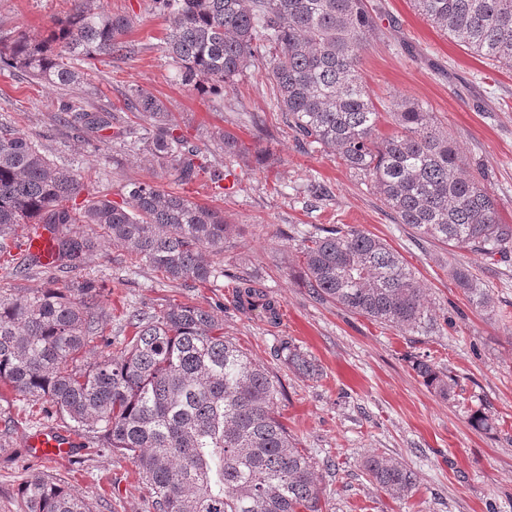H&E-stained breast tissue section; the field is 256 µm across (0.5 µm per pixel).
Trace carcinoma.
I'll return each mask as SVG.
<instances>
[{"label": "carcinoma", "instance_id": "carcinoma-1", "mask_svg": "<svg viewBox=\"0 0 512 512\" xmlns=\"http://www.w3.org/2000/svg\"><path fill=\"white\" fill-rule=\"evenodd\" d=\"M63 18L37 40L20 33L0 46V69L11 68L53 87L75 84L80 65L128 54L124 15L92 0H70ZM169 20L163 52L183 84L223 91L250 68L262 69L272 101L303 146L331 150L363 176L392 214L420 239L488 261L512 250V224L499 219L481 169L468 170L434 113L404 97L382 112L360 74L361 53L382 42L381 7L369 0H155ZM418 13L473 56L512 69V0H413ZM126 109L142 116L140 142L157 164L190 182L204 171L199 150L171 123L164 103L135 89ZM58 123L92 137L112 128V113L67 101ZM234 177L232 187L222 185ZM224 193L240 190L235 169L209 170ZM82 177L51 161L30 139L0 124V257L22 224L47 227L55 267L79 269L104 236L167 279L188 287L216 277L210 255L224 251L237 226L224 213L165 191L151 180L130 184L128 198L80 199ZM71 224L85 229L73 231ZM303 283L312 296L397 330L403 336L441 327L415 272L379 237L347 224L302 240ZM42 267L38 256L12 266L16 277ZM468 302L493 308L490 289L453 269ZM101 289L91 279L0 292V388L22 402L39 425L61 419L88 439L91 453H117L134 464L135 488L149 492L153 512H323L312 458L292 442L281 420L283 386L231 339L217 315L170 303L152 315L127 316L132 334L112 350ZM237 308L278 316L275 301L240 278ZM284 361L316 379L315 362L295 345ZM409 363L434 394L449 399L456 382L434 357ZM369 482L404 501L414 473L393 457L372 453ZM21 512H91L61 478L33 475L19 489Z\"/></svg>", "mask_w": 512, "mask_h": 512}]
</instances>
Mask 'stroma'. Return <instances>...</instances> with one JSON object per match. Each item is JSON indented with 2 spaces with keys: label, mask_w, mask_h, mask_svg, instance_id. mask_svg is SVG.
Instances as JSON below:
<instances>
[{
  "label": "stroma",
  "mask_w": 512,
  "mask_h": 512,
  "mask_svg": "<svg viewBox=\"0 0 512 512\" xmlns=\"http://www.w3.org/2000/svg\"><path fill=\"white\" fill-rule=\"evenodd\" d=\"M382 2L383 22L395 32L364 52L363 83L377 105L401 95L435 112L461 156L484 172L502 223L512 224V70L472 56L424 20L412 0ZM94 5L130 18L127 56L94 61L78 84L64 90L0 69V123L33 140L56 165L80 174L96 196L119 202L130 183L150 179L222 210L238 227L229 247L212 257L224 275L188 288L105 242L79 271L41 269L21 279L0 269V289L15 293L46 281L96 279L116 346L129 335L125 312L155 313L171 302L219 310L225 336L282 382L279 411L297 447L316 463L324 512H512V254L493 263L414 238L336 155L299 147L270 106L263 71H246L220 95L187 90L162 50L168 22L154 0ZM68 7L67 0H0V39L20 32L45 36ZM134 88L165 103L212 167L229 164L220 135L234 134L247 149L233 164L241 191L218 193L203 178L178 182L149 161L141 144L113 139L108 130L89 138L53 120L60 102L70 99L112 112L115 124L138 125V114L124 106ZM315 182L327 188L317 201L310 194ZM333 224L356 226L395 249L424 285L436 315L447 316V327L403 336L315 300L299 278L300 247L305 236ZM460 266L489 288L493 310L467 301L452 275ZM241 277L278 300L280 321L260 322L235 308ZM286 342L317 361L320 379L288 368L279 354ZM423 354L441 360L456 379L454 399L435 396L411 370L409 356ZM477 410L493 419V427L473 426L470 416ZM31 431L20 424L0 436V512H19L18 488L33 474L64 479L89 500L92 512H148L145 493L129 491L136 479L130 460L84 451L53 462L38 459L25 447ZM373 452L402 460L417 475L412 497L393 500L367 480L362 463Z\"/></svg>",
  "instance_id": "stroma-1"
}]
</instances>
